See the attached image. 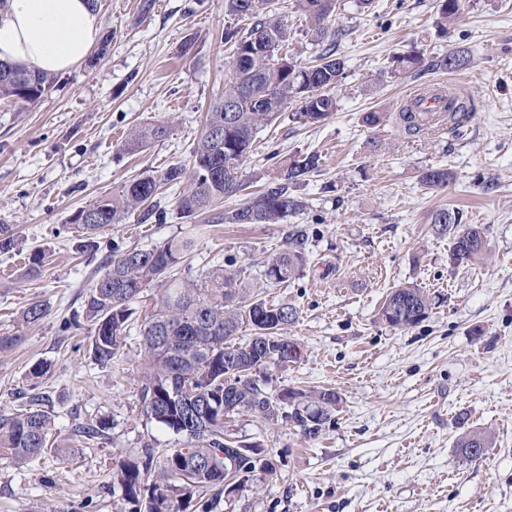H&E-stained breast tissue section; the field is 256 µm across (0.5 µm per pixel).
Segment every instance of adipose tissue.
Listing matches in <instances>:
<instances>
[{
	"label": "adipose tissue",
	"instance_id": "ef3b65f1",
	"mask_svg": "<svg viewBox=\"0 0 512 512\" xmlns=\"http://www.w3.org/2000/svg\"><path fill=\"white\" fill-rule=\"evenodd\" d=\"M104 17L93 0H0V61L63 74L86 60Z\"/></svg>",
	"mask_w": 512,
	"mask_h": 512
}]
</instances>
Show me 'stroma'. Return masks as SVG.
<instances>
[{"mask_svg": "<svg viewBox=\"0 0 512 512\" xmlns=\"http://www.w3.org/2000/svg\"><path fill=\"white\" fill-rule=\"evenodd\" d=\"M271 3L290 31V53L311 56L297 0ZM463 3L442 35L437 0H374L365 9L337 0L328 25L346 31V75L335 112L315 125L281 112L242 168L255 190L292 155L320 153L318 172L299 190L306 208L282 224L225 223L243 192L195 219L180 217L181 189L165 184L153 199L163 221L129 214L98 232L96 249L80 250L71 222L136 175L190 163L232 64L224 30L248 26L229 15L226 0H97L105 25L88 61L54 76L34 105L0 100V224L16 237L15 250L0 253V336L18 339L0 351V407L24 409L32 391L44 392L70 441L22 465L0 460V512H121L115 458L181 441L141 411L138 329L102 367L87 352L90 324H68L113 244L146 249L190 236L196 245L181 275L233 269L239 283L258 286L293 224L312 234L307 261L264 297L296 308L286 334L301 357L258 378L272 397L290 387L333 389L341 403L314 438L282 420L237 423L239 436L274 454L278 476L248 483L234 512H512V0ZM414 50L428 58L465 50L470 62L451 73L391 77L390 57ZM436 82L474 100L475 115L458 133L439 124L405 134L397 116L407 94ZM371 111L386 120L366 127ZM145 123L166 124L167 136L126 152L128 132ZM430 167L448 169L446 187L422 183ZM441 206L484 227L483 260L449 266L450 240L427 222ZM408 284L439 302L402 330L378 313L392 288ZM34 302L46 315L23 321ZM39 361L51 368L34 381L28 372ZM87 419L106 422L101 438L72 436ZM465 429L491 439L479 460L456 454Z\"/></svg>", "mask_w": 512, "mask_h": 512, "instance_id": "obj_1", "label": "stroma"}]
</instances>
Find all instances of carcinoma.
<instances>
[{"mask_svg": "<svg viewBox=\"0 0 512 512\" xmlns=\"http://www.w3.org/2000/svg\"><path fill=\"white\" fill-rule=\"evenodd\" d=\"M319 45L313 62L303 63L290 54V32L281 19L270 15L269 0H227L231 14L250 20L242 34L224 29V43L234 44L232 70L224 79V95L214 101L193 150L191 187L178 201L185 218H194L226 197L245 190L242 181L224 190V169L241 171L251 152L258 130L279 117L292 101L299 102L293 119L315 124L336 111L331 91L345 74V59L338 55L343 33L330 30L328 19L336 0H299ZM258 43L265 53L247 54V45ZM470 61L459 50L426 60L421 54L392 56L393 76L408 71L454 72ZM14 78L0 76V96L27 104L35 103L51 84L48 76H31L13 68ZM236 103L229 123H224V103ZM475 105L463 103L450 112V129L458 132L472 118ZM400 125L408 135L422 130L415 112L404 107ZM167 126L148 124L134 129L124 148L137 152L149 142L165 137ZM316 152L299 154L271 176L263 188L243 206L224 214L230 224H280L303 210L306 199L297 193L306 177L320 168ZM185 175L179 165L168 167L160 176L147 174L123 186L122 194L111 202L89 205L79 210L72 223L93 247L97 231L119 224L126 215L141 208L140 218L155 215L150 200L160 184L177 185ZM450 174L444 168H428L421 173L424 185L442 187ZM95 215L91 223L80 220L84 212ZM431 231L452 237L449 264H474L486 251L482 229L462 224L458 212L439 208L428 216ZM308 231L294 226L285 248L265 263L264 279L286 283L297 275L306 260ZM192 242L170 239L148 249L112 247L106 271L88 289L83 316L91 323L89 348L96 364L107 367L125 342L132 305L140 302L146 288L157 283L162 292L148 302L151 312L142 315L140 336V402L144 417L184 438L178 448L142 449L134 458L116 460L113 481L122 488L126 512H189L195 498L203 495L202 512L227 508L224 478L228 474L245 484L263 481L276 474L272 455L260 445L227 440L228 423L234 416L273 420L270 407L282 409L280 419L293 423L313 438L331 422L341 398L332 389L306 393L289 388L271 398L256 379L258 372L281 366L284 348L299 344L283 335L285 326L295 321L292 305L265 300L253 288L238 286L235 274L216 272L197 280L176 277L174 268L190 252ZM434 297L414 285L393 289L380 309V318L398 328L420 324L432 309ZM247 328L250 338L241 343L238 333ZM48 397L31 395L28 408L0 413V459L20 465L49 448L54 420L41 409ZM102 422L86 421L72 429V435L92 440L103 435ZM490 447L483 433L467 431L455 448L464 459L481 458L480 449Z\"/></svg>", "mask_w": 512, "mask_h": 512, "instance_id": "carcinoma-1", "label": "carcinoma"}]
</instances>
